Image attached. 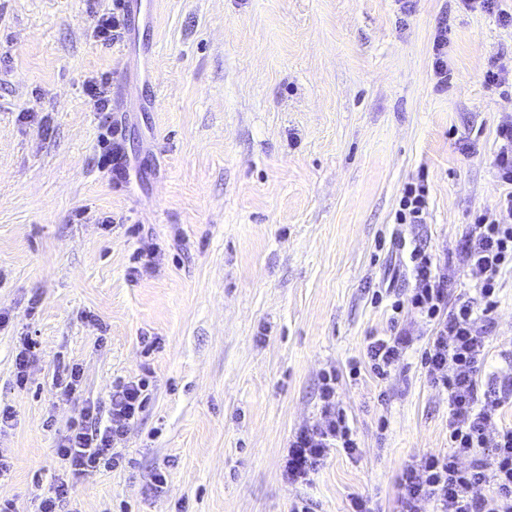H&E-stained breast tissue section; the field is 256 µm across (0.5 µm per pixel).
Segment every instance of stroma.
<instances>
[{
    "label": "stroma",
    "instance_id": "obj_1",
    "mask_svg": "<svg viewBox=\"0 0 512 512\" xmlns=\"http://www.w3.org/2000/svg\"><path fill=\"white\" fill-rule=\"evenodd\" d=\"M142 0L106 46L112 0H0V503L37 512L61 471L56 444L87 404L147 377L122 467L78 485L79 512H398L405 464L448 450V396L417 353L386 382L348 376L390 331L379 285L409 294L389 239L402 189L430 186L406 239L447 252L449 299L472 282L457 250L503 191L491 157L512 100V26L446 0ZM452 27L440 91L433 37ZM122 86L112 118L128 175L99 169L107 116L89 78ZM153 252L151 268L134 259ZM493 369L512 351V272L499 277ZM35 343L26 386L16 355ZM79 365L63 400L61 363ZM360 441L310 482L285 475L288 438L319 417L324 370ZM165 492L150 488L156 470Z\"/></svg>",
    "mask_w": 512,
    "mask_h": 512
}]
</instances>
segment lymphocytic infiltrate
<instances>
[{"mask_svg": "<svg viewBox=\"0 0 512 512\" xmlns=\"http://www.w3.org/2000/svg\"><path fill=\"white\" fill-rule=\"evenodd\" d=\"M498 147L492 164L500 181L508 185L493 213L475 215L460 251L462 269L476 276L472 294L448 301V259L420 245H408L396 232L390 243L408 254L407 268L413 287L408 300L391 304L394 314L411 309L432 334L421 351V364L430 383L448 395V453L429 452L406 465L398 478L399 512H421L433 502L436 512H512V427L495 429L505 402L512 399V373L485 382L489 361L493 314L498 303V276L512 270V124L497 130ZM429 205L426 178L405 185L395 213L399 226L420 224ZM412 339L406 331L370 337L366 356L370 371L381 381L404 361ZM144 381L116 384L107 417L95 405L83 408L81 418L57 443L64 465L50 495L42 498L39 512H59L74 498L78 482L100 469L122 464L116 448L138 419L145 403ZM335 371L323 373L319 387L320 417L302 426L288 440V478L306 482L332 450L350 456L359 452L357 434L350 426L338 396ZM492 493H484L486 484Z\"/></svg>", "mask_w": 512, "mask_h": 512, "instance_id": "lymphocytic-infiltrate-1", "label": "lymphocytic infiltrate"}]
</instances>
